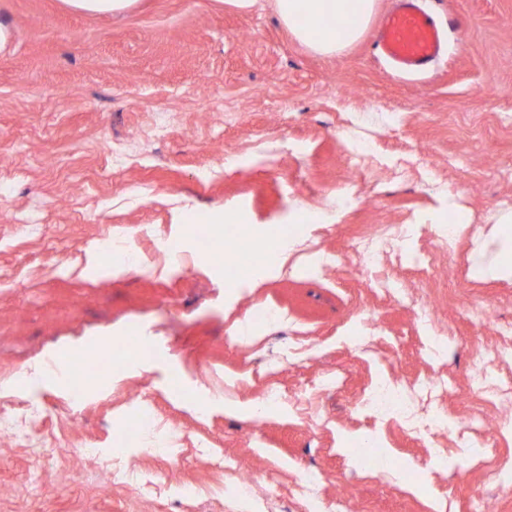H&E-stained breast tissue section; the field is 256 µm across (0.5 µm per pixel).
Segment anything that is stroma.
I'll list each match as a JSON object with an SVG mask.
<instances>
[{
	"instance_id": "obj_1",
	"label": "stroma",
	"mask_w": 512,
	"mask_h": 512,
	"mask_svg": "<svg viewBox=\"0 0 512 512\" xmlns=\"http://www.w3.org/2000/svg\"><path fill=\"white\" fill-rule=\"evenodd\" d=\"M393 2L326 58L268 7L138 0L115 19L0 0V410L34 433L0 450V512H512V491L459 457L494 448L512 470V402L473 382L481 364L512 381V279L473 274L512 210V0H423L457 25L424 76L394 75L374 48ZM452 194L471 225L445 251ZM304 210L320 221L285 261L226 281V219L257 251ZM106 238L137 268L112 269ZM162 242L184 262L147 261ZM134 329L139 363L16 383ZM384 382L438 427L373 410ZM272 389L279 404L250 413ZM143 413L152 426L129 433ZM472 419L486 435L461 433ZM358 439L414 470L351 465L340 446Z\"/></svg>"
}]
</instances>
